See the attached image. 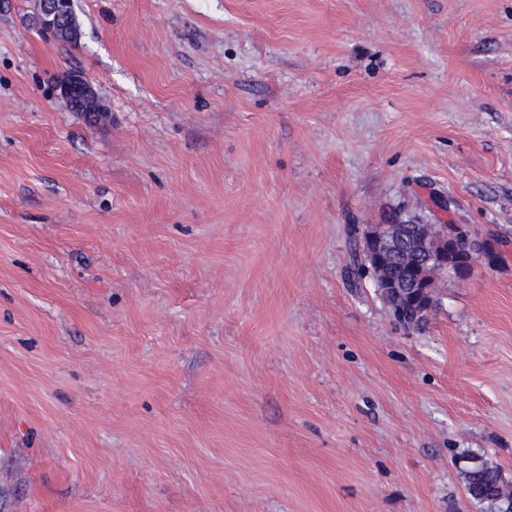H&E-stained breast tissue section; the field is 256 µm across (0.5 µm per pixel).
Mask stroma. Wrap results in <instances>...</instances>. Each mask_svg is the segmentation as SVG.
Wrapping results in <instances>:
<instances>
[{
    "label": "stroma",
    "mask_w": 512,
    "mask_h": 512,
    "mask_svg": "<svg viewBox=\"0 0 512 512\" xmlns=\"http://www.w3.org/2000/svg\"><path fill=\"white\" fill-rule=\"evenodd\" d=\"M0 0V512H486L512 477V0ZM85 77L107 110L59 94ZM495 265L404 332L349 225ZM38 2H40L39 14L42 33L51 37L56 27L67 18L72 2L71 0H38ZM78 28L79 24L72 5L65 28L54 37L62 42L71 41L76 38ZM427 211V213H431L424 201H421L419 206V211L423 213ZM420 214H414L412 216L408 215L402 209L398 211L392 210L385 216V221L388 224H405L407 225L408 236L412 239H428L437 236L441 231V224H448L438 222L434 216L430 214V218L427 221H422L420 219ZM387 224H377V230L380 235H388L391 233V227L386 226ZM376 226H370L365 232L367 233L368 242L371 244L376 240L377 234L372 231ZM364 239L361 238L360 244H357V240L354 237L352 243H350V255H351V265H350V273L355 281L362 276V272H365L364 267L365 264L362 262L363 253L367 250L369 244ZM464 460H479L476 466L463 464L460 468L469 497L485 505L488 512H512V480L502 469L483 455L469 453Z\"/></svg>",
    "instance_id": "35a3bbf8"
}]
</instances>
